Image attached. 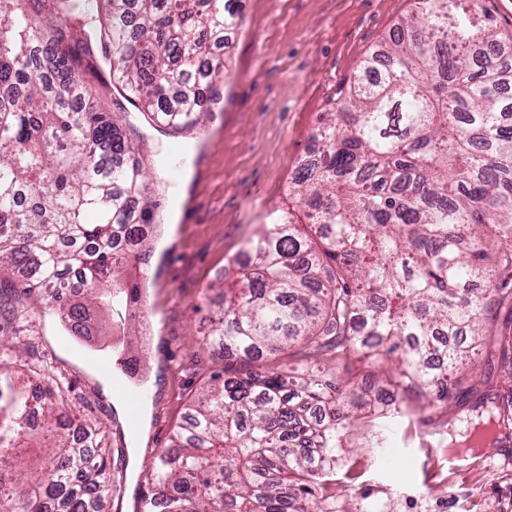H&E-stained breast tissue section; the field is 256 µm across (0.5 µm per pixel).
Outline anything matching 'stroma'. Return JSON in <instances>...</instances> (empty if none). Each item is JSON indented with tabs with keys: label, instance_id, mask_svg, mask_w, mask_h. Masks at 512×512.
<instances>
[{
	"label": "stroma",
	"instance_id": "obj_1",
	"mask_svg": "<svg viewBox=\"0 0 512 512\" xmlns=\"http://www.w3.org/2000/svg\"><path fill=\"white\" fill-rule=\"evenodd\" d=\"M414 8V0H243L221 98L203 125L169 134L129 109L156 227L123 271L139 286L140 316L117 328L102 307L95 327L98 342L118 336L137 355L134 369L151 384L149 428L123 441V418L78 340L48 315V299L26 301L34 328L22 339L33 370L65 375L72 406L104 427L103 455L127 448L126 477L103 512H136L147 491L144 466L169 447L189 404L224 367L194 341L218 309L214 282L279 212L306 223L291 182L321 113ZM175 146L191 160L176 182ZM472 403L464 396L428 407L409 392L387 417L348 425L349 456L337 463L330 488L336 512H512V440L475 453L448 445L449 424L470 414Z\"/></svg>",
	"mask_w": 512,
	"mask_h": 512
}]
</instances>
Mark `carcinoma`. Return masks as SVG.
<instances>
[{
    "label": "carcinoma",
    "instance_id": "cac0c4a2",
    "mask_svg": "<svg viewBox=\"0 0 512 512\" xmlns=\"http://www.w3.org/2000/svg\"><path fill=\"white\" fill-rule=\"evenodd\" d=\"M241 0H0V336L32 327L15 300L46 292L55 316L135 258L154 203L122 102L177 131L224 80ZM110 46L104 58L101 47ZM295 171L311 224L290 214L251 239L203 345L240 363L296 346L340 363L394 361L369 388L317 370L224 373L189 408L171 449L143 470V512H331L341 429L411 390L428 405L478 390L498 349L512 380V35L479 0H416L331 104ZM41 190V224L19 197ZM0 361V512H101L106 458L68 432V380L33 383L11 345ZM37 429L26 424L31 410ZM477 423L512 439V399L477 401Z\"/></svg>",
    "mask_w": 512,
    "mask_h": 512
}]
</instances>
